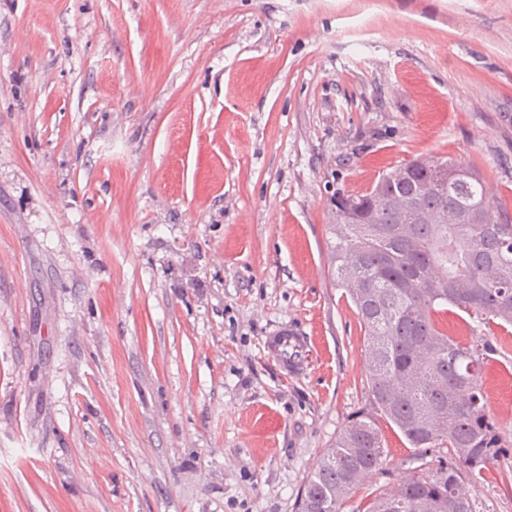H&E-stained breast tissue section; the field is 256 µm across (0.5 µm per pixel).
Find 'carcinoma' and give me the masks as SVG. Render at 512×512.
Masks as SVG:
<instances>
[{
    "label": "carcinoma",
    "mask_w": 512,
    "mask_h": 512,
    "mask_svg": "<svg viewBox=\"0 0 512 512\" xmlns=\"http://www.w3.org/2000/svg\"><path fill=\"white\" fill-rule=\"evenodd\" d=\"M446 186L424 188L425 161L383 175L358 195L377 207L369 224H336L331 262L371 348L366 382L375 413L346 426L307 478L300 512H341L345 495L379 468L382 417L413 448H448V460L379 496L369 512H473L465 485L512 454L489 415L480 368L499 352L486 336L462 344L434 314L442 306L477 326H512V215L488 196L468 164L442 161Z\"/></svg>",
    "instance_id": "cac0c4a2"
}]
</instances>
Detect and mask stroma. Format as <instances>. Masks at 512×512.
Segmentation results:
<instances>
[{
  "mask_svg": "<svg viewBox=\"0 0 512 512\" xmlns=\"http://www.w3.org/2000/svg\"><path fill=\"white\" fill-rule=\"evenodd\" d=\"M430 158L512 211V0H0V512H298L371 410L330 197ZM380 427L342 512L446 454ZM508 475L474 512H512ZM265 356L274 362L283 376L301 375L308 363L311 343L295 326L283 324L263 341Z\"/></svg>",
  "mask_w": 512,
  "mask_h": 512,
  "instance_id": "35a3bbf8",
  "label": "stroma"
}]
</instances>
